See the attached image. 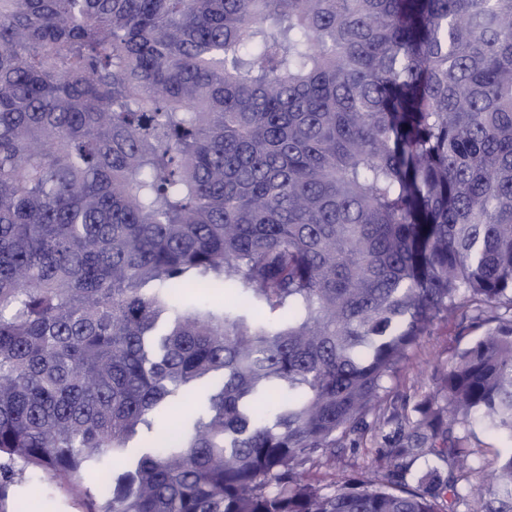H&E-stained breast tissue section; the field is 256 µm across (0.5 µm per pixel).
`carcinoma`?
<instances>
[{
	"mask_svg": "<svg viewBox=\"0 0 512 512\" xmlns=\"http://www.w3.org/2000/svg\"><path fill=\"white\" fill-rule=\"evenodd\" d=\"M492 305L512 0H0V512L28 469L100 474L87 512H446L468 434L512 441V317L393 416L374 478L302 473ZM488 492L512 512V448ZM459 316L437 322L422 336L412 351L408 365L397 371L387 382L390 393L387 406L399 412L405 406L413 416V407L425 398L437 394L435 373L448 365L451 358L478 336L482 329L469 328Z\"/></svg>",
	"mask_w": 512,
	"mask_h": 512,
	"instance_id": "carcinoma-1",
	"label": "carcinoma"
}]
</instances>
